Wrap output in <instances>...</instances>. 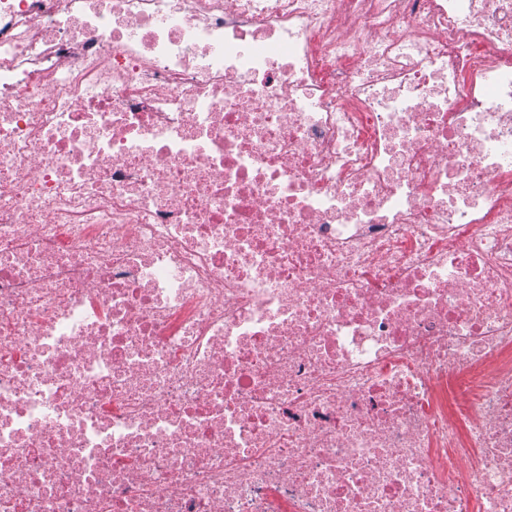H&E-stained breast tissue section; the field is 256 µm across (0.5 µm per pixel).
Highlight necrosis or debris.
<instances>
[{"label":"necrosis or debris","instance_id":"4bbe7bcc","mask_svg":"<svg viewBox=\"0 0 512 512\" xmlns=\"http://www.w3.org/2000/svg\"><path fill=\"white\" fill-rule=\"evenodd\" d=\"M0 512H512V0H0Z\"/></svg>","mask_w":512,"mask_h":512}]
</instances>
